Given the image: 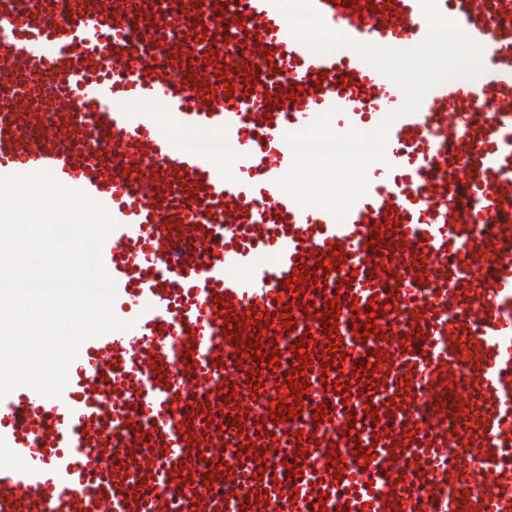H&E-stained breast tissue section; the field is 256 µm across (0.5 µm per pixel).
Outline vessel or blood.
Masks as SVG:
<instances>
[{"mask_svg":"<svg viewBox=\"0 0 512 512\" xmlns=\"http://www.w3.org/2000/svg\"><path fill=\"white\" fill-rule=\"evenodd\" d=\"M313 3L357 42L429 31L419 0ZM438 7L485 70L391 125L339 223L276 181L285 134L401 105L353 50L311 53L270 0H182L177 39L161 0H0V175L48 170L107 209L127 324L81 345L61 397L0 399V512H512V0ZM185 127L233 144L235 177L176 145ZM246 318L275 366L248 360ZM279 397L299 415L271 420Z\"/></svg>","mask_w":512,"mask_h":512,"instance_id":"obj_1","label":"vessel or blood"}]
</instances>
